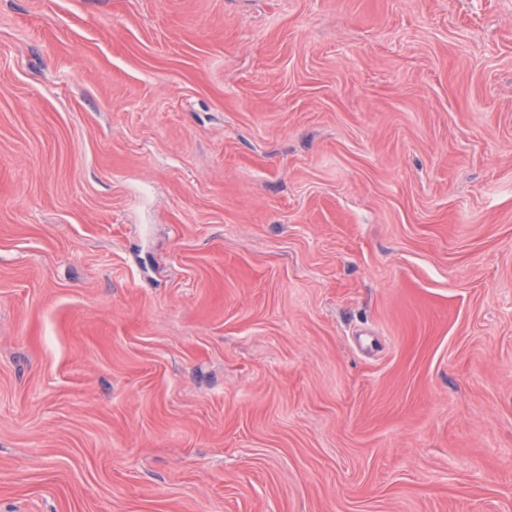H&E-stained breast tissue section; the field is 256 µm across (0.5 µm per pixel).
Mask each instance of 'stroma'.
I'll use <instances>...</instances> for the list:
<instances>
[{
  "instance_id": "stroma-1",
  "label": "stroma",
  "mask_w": 512,
  "mask_h": 512,
  "mask_svg": "<svg viewBox=\"0 0 512 512\" xmlns=\"http://www.w3.org/2000/svg\"><path fill=\"white\" fill-rule=\"evenodd\" d=\"M0 512H512V0H0Z\"/></svg>"
}]
</instances>
